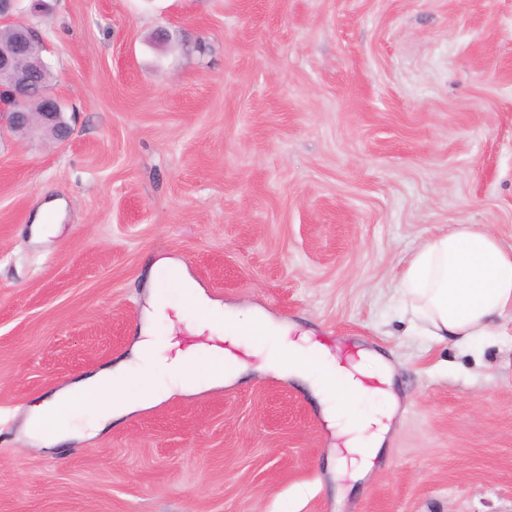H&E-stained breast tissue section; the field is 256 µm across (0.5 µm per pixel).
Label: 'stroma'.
I'll list each match as a JSON object with an SVG mask.
<instances>
[{
	"instance_id": "35a3bbf8",
	"label": "stroma",
	"mask_w": 512,
	"mask_h": 512,
	"mask_svg": "<svg viewBox=\"0 0 512 512\" xmlns=\"http://www.w3.org/2000/svg\"><path fill=\"white\" fill-rule=\"evenodd\" d=\"M20 10L72 135L0 134V512H512V313L481 346L437 341L395 292L457 225L512 248V0ZM160 260L290 341L393 364L395 408L357 406L389 419L365 476L244 343L248 382L53 447L26 437L51 391L130 355ZM156 327L171 360L224 342L177 305ZM58 204L59 201H48L43 206L40 207L37 219L34 223L36 226V230H38L43 235L51 234L55 225L59 224L58 217Z\"/></svg>"
}]
</instances>
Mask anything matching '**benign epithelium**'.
<instances>
[{
    "label": "benign epithelium",
    "mask_w": 512,
    "mask_h": 512,
    "mask_svg": "<svg viewBox=\"0 0 512 512\" xmlns=\"http://www.w3.org/2000/svg\"><path fill=\"white\" fill-rule=\"evenodd\" d=\"M20 0H0V20L10 22L15 28L11 43L0 45V89L7 88L12 97H39L41 124L53 128L56 139L65 141L71 134L70 127L60 119L59 100L39 87L40 57L43 50L41 35L30 25L15 18ZM0 112L7 116L8 125L13 131L38 132L32 124L31 114L14 110L11 105L0 100Z\"/></svg>",
    "instance_id": "1"
}]
</instances>
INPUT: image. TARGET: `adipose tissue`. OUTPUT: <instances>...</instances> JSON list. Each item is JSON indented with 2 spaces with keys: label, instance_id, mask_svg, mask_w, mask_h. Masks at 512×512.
Wrapping results in <instances>:
<instances>
[{
  "label": "adipose tissue",
  "instance_id": "ef3b65f1",
  "mask_svg": "<svg viewBox=\"0 0 512 512\" xmlns=\"http://www.w3.org/2000/svg\"><path fill=\"white\" fill-rule=\"evenodd\" d=\"M172 282L181 306L199 314L204 323L232 337H250L266 350L269 367L301 383L330 425L353 433V445L362 459L379 455L385 429L369 431L367 422L352 411L367 398V391L343 379L319 349L287 343L285 325L261 312L241 318L234 308L209 299L181 268H173ZM396 291L424 322L428 335L475 342L494 335L497 318L512 312V250L504 249L482 225H458L418 247ZM142 335L135 364L121 362L103 369L59 389L50 401L37 406L27 421L28 437L44 446L54 445L73 437L68 419L76 410L92 409L86 428L94 432L172 392L194 394L235 381L246 370L218 354L167 362L163 337L150 326Z\"/></svg>",
  "mask_w": 512,
  "mask_h": 512
}]
</instances>
